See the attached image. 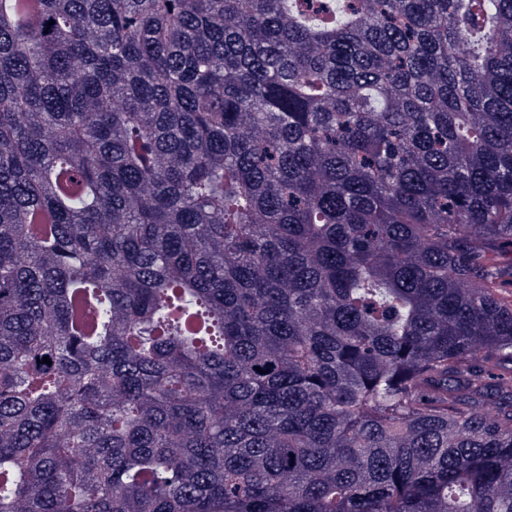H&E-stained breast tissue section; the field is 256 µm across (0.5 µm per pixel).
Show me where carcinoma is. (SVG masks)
I'll return each instance as SVG.
<instances>
[{"label":"carcinoma","instance_id":"cac0c4a2","mask_svg":"<svg viewBox=\"0 0 512 512\" xmlns=\"http://www.w3.org/2000/svg\"><path fill=\"white\" fill-rule=\"evenodd\" d=\"M511 247L512 0H0V512H512Z\"/></svg>","mask_w":512,"mask_h":512}]
</instances>
